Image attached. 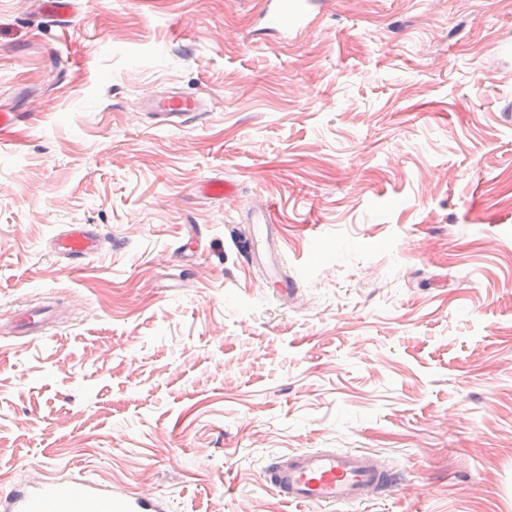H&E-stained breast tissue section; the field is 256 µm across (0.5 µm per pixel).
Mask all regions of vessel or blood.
<instances>
[{
	"mask_svg": "<svg viewBox=\"0 0 512 512\" xmlns=\"http://www.w3.org/2000/svg\"><path fill=\"white\" fill-rule=\"evenodd\" d=\"M331 0H261L257 13L260 31L283 42L298 39L326 12ZM148 107L158 125L185 127L208 111L196 95L171 91L151 98ZM249 228L242 255L263 283H273L277 293L290 297L298 283L283 272L286 256L282 239L267 206L247 210L239 218ZM107 239L94 224L65 225L51 240L53 252L68 261L81 262L100 254ZM22 335L43 334L53 322L48 309L21 306L11 314ZM274 494L284 503L317 508L362 503L394 492L401 484L398 466L380 454L343 448L300 450L276 457L264 470ZM167 501L144 492L130 493L105 483L55 475L29 481L0 498V512H168Z\"/></svg>",
	"mask_w": 512,
	"mask_h": 512,
	"instance_id": "vessel-or-blood-1",
	"label": "vessel or blood"
}]
</instances>
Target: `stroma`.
Masks as SVG:
<instances>
[{"label":"stroma","mask_w":512,"mask_h":512,"mask_svg":"<svg viewBox=\"0 0 512 512\" xmlns=\"http://www.w3.org/2000/svg\"><path fill=\"white\" fill-rule=\"evenodd\" d=\"M0 0V495L61 469L170 512H314L271 458L360 448L345 512H512V0H333L295 42L260 0ZM216 107L156 126L154 92ZM230 180L228 200L206 183ZM266 201L300 288L226 225ZM67 224L112 251L66 267ZM53 315L47 308L19 306L11 313L12 322L21 332L19 336L41 335L54 322Z\"/></svg>","instance_id":"stroma-1"}]
</instances>
